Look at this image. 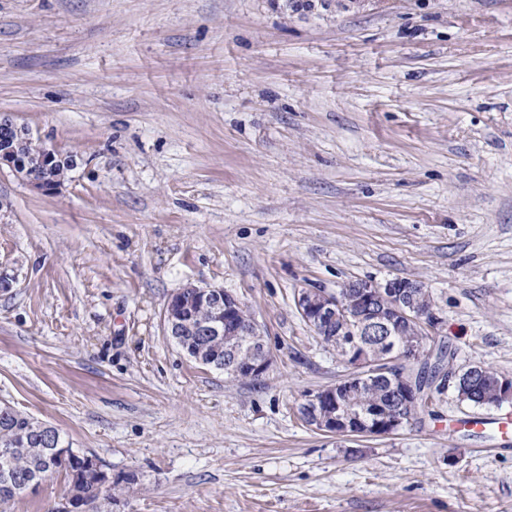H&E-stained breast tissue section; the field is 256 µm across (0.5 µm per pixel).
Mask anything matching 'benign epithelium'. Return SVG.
Returning a JSON list of instances; mask_svg holds the SVG:
<instances>
[{
	"mask_svg": "<svg viewBox=\"0 0 512 512\" xmlns=\"http://www.w3.org/2000/svg\"><path fill=\"white\" fill-rule=\"evenodd\" d=\"M13 134L8 147L0 150V169L8 167L25 179L38 192L49 193L60 187L57 182L48 181L42 173L18 161L19 153L15 140H34L31 129L18 124L10 115H0V129ZM423 284L412 280L388 279L376 281L359 279L346 284L334 293L318 288H304L295 296V304L302 319L318 336H329L336 342L349 329L359 336H378L386 345L383 352L385 367L378 369L366 361L364 355L356 352L348 357L347 372L338 384L309 393L300 404L301 410H308L313 416L303 415L302 420L315 431L328 436L377 437L386 436L402 429L410 419L398 409H374V415H351L336 402L338 394L353 387L368 384L378 375H384L400 400L407 406H416L421 397L410 366L419 362L432 361L433 353L419 346L407 351H394L388 346L389 338L405 330H416L421 336L433 337L444 325V318L433 301L422 304L416 301L417 291ZM211 309V318L193 329L196 336H258V326L251 314L246 312L241 301L233 294L214 286L188 285L174 293L163 314L164 333L171 339L186 335V318L192 314V307ZM272 364V354L263 347L242 355L238 363L221 367V371L235 378L245 375L259 379L267 374ZM512 403V377L503 376L497 382L495 402L499 407ZM55 461L67 462L79 458L96 474V486L106 490L111 486V477L101 462L92 456L81 455L71 448H57ZM55 512H86L74 490Z\"/></svg>",
	"mask_w": 512,
	"mask_h": 512,
	"instance_id": "benign-epithelium-1",
	"label": "benign epithelium"
}]
</instances>
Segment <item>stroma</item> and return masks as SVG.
Masks as SVG:
<instances>
[{
    "mask_svg": "<svg viewBox=\"0 0 512 512\" xmlns=\"http://www.w3.org/2000/svg\"><path fill=\"white\" fill-rule=\"evenodd\" d=\"M310 2L0 0V113L75 160L53 193L0 170V401L135 476L97 512H512V441L463 424L512 404L306 426L346 366L294 302L422 281L436 344L512 377V0ZM188 283L249 309L262 379L164 335ZM271 364L272 354L268 348L262 346L260 350L253 349L248 351L247 354L242 353V359L238 363L229 367L220 366L218 370L232 378L246 375L252 379H259L267 374Z\"/></svg>",
    "mask_w": 512,
    "mask_h": 512,
    "instance_id": "stroma-1",
    "label": "stroma"
}]
</instances>
